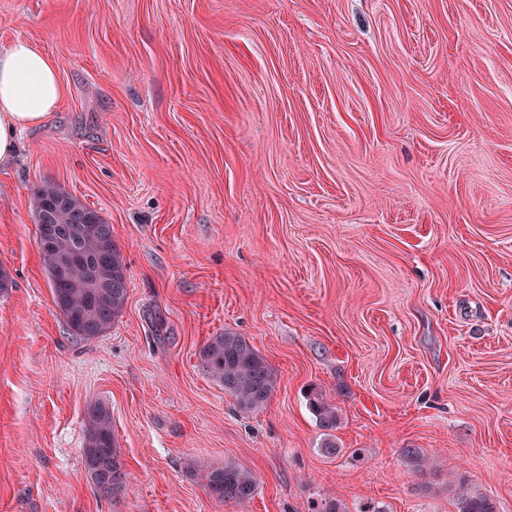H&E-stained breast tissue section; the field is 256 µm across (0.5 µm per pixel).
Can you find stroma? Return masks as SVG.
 <instances>
[{"instance_id": "obj_1", "label": "stroma", "mask_w": 512, "mask_h": 512, "mask_svg": "<svg viewBox=\"0 0 512 512\" xmlns=\"http://www.w3.org/2000/svg\"><path fill=\"white\" fill-rule=\"evenodd\" d=\"M18 37L69 93L0 173V512H455L456 477L512 512V0H0ZM44 185L126 263L98 338L53 303ZM224 331L276 376L261 412L199 364ZM96 404L113 495L84 468ZM227 461L249 502L208 496ZM309 410L316 418L319 427L325 431H334L339 420L336 406L331 404L326 395L316 387H311L306 393ZM87 424L84 448L87 474L99 490L116 493L123 487L126 473L112 429V416L105 406L94 405L88 409ZM204 486L210 496L219 503H245L254 496L257 480L250 471L227 461L224 465L213 467L205 473Z\"/></svg>"}]
</instances>
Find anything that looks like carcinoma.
Instances as JSON below:
<instances>
[{
    "label": "carcinoma",
    "mask_w": 512,
    "mask_h": 512,
    "mask_svg": "<svg viewBox=\"0 0 512 512\" xmlns=\"http://www.w3.org/2000/svg\"><path fill=\"white\" fill-rule=\"evenodd\" d=\"M32 211L54 305L75 335L86 339L103 335L121 314L128 294L112 225L98 211L56 188L36 191ZM198 360L242 412L263 410L275 392L276 377L268 362L244 336L225 331L210 337ZM306 401L321 429L336 430V406L322 391L310 388ZM87 424V474L98 489L116 493L126 473L112 416L105 406L94 405L88 409ZM204 486L219 503H245L254 496L257 480L250 471L226 461L205 473ZM455 508L456 512H497L493 497L469 492L462 480L455 490Z\"/></svg>",
    "instance_id": "obj_1"
}]
</instances>
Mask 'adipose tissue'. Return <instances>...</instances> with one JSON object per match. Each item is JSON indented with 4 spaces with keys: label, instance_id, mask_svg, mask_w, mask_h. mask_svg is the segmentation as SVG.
Segmentation results:
<instances>
[{
    "label": "adipose tissue",
    "instance_id": "1",
    "mask_svg": "<svg viewBox=\"0 0 512 512\" xmlns=\"http://www.w3.org/2000/svg\"><path fill=\"white\" fill-rule=\"evenodd\" d=\"M66 94L55 62L32 41L0 52V170L17 155L19 132L42 125Z\"/></svg>",
    "mask_w": 512,
    "mask_h": 512
}]
</instances>
